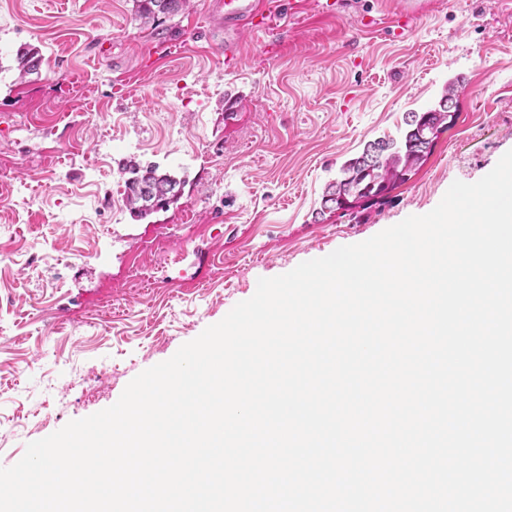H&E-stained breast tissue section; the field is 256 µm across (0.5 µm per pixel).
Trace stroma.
Masks as SVG:
<instances>
[{
  "label": "stroma",
  "instance_id": "obj_1",
  "mask_svg": "<svg viewBox=\"0 0 512 512\" xmlns=\"http://www.w3.org/2000/svg\"><path fill=\"white\" fill-rule=\"evenodd\" d=\"M344 2L281 0L228 70L211 0L154 29L134 0H0V467L112 406L259 279L430 212L512 150V0H425L402 29L403 0ZM24 44L42 60L21 81ZM451 83L457 119L408 181L324 208L345 160ZM131 158L183 180L179 198L135 218Z\"/></svg>",
  "mask_w": 512,
  "mask_h": 512
}]
</instances>
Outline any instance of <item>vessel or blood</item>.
Returning a JSON list of instances; mask_svg holds the SVG:
<instances>
[{
    "instance_id": "obj_1",
    "label": "vessel or blood",
    "mask_w": 512,
    "mask_h": 512,
    "mask_svg": "<svg viewBox=\"0 0 512 512\" xmlns=\"http://www.w3.org/2000/svg\"><path fill=\"white\" fill-rule=\"evenodd\" d=\"M273 7V0H213V12L224 28L225 63H234L239 58L242 30L259 27Z\"/></svg>"
}]
</instances>
